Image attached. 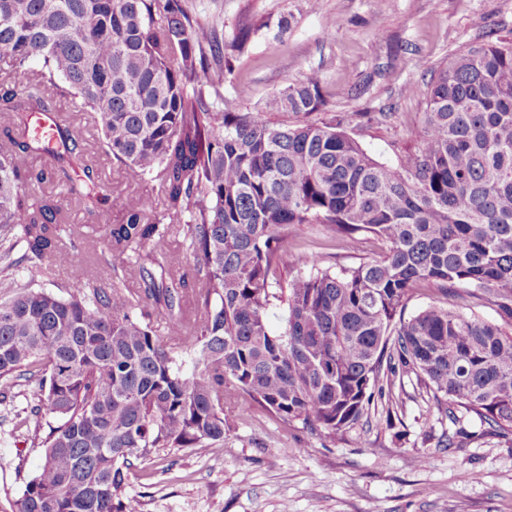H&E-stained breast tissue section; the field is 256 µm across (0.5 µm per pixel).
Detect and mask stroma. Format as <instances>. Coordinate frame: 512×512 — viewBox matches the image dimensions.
Returning <instances> with one entry per match:
<instances>
[{"instance_id": "obj_1", "label": "stroma", "mask_w": 512, "mask_h": 512, "mask_svg": "<svg viewBox=\"0 0 512 512\" xmlns=\"http://www.w3.org/2000/svg\"><path fill=\"white\" fill-rule=\"evenodd\" d=\"M199 20L216 26L227 46L222 93L239 111L262 109L273 91L308 77L320 81L326 109L349 115L346 129L379 162L397 164L413 144L425 108L404 87L426 85L434 71L482 34L512 35V0H187ZM483 27H475L476 17ZM334 31H326L327 20ZM247 34L241 48L234 40ZM240 40V39H239ZM52 111L70 120L88 145L86 159L112 189V204L89 219L67 194L58 200L67 231L83 243L78 270L99 287L134 288L136 265L108 279L104 226L128 196L151 191L147 179L108 159L88 115L55 96ZM290 247L341 268L382 255L384 244L361 238L346 246L326 226L289 233ZM75 270V271H78ZM75 271L50 268L38 278L56 290ZM432 303L464 307L499 321L495 306L416 285L404 310ZM36 386L20 383L0 398V512H13L42 461L25 421ZM233 425L223 443L163 451L128 474L126 491L143 512H512V434H490L473 416L449 420L415 374L398 372L384 397L354 428L313 435L283 424L258 404L226 411Z\"/></svg>"}]
</instances>
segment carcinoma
I'll list each match as a JSON object with an SVG mask.
<instances>
[{
    "label": "carcinoma",
    "instance_id": "obj_1",
    "mask_svg": "<svg viewBox=\"0 0 512 512\" xmlns=\"http://www.w3.org/2000/svg\"><path fill=\"white\" fill-rule=\"evenodd\" d=\"M224 53L185 0H0V57L39 63L21 89L0 78V239L19 236L32 269L76 268L66 216L37 188L55 183L89 216L112 196L70 121L52 143L34 134L49 90L78 100L104 151L154 182L164 207L160 219L136 194L106 227L109 271L133 261L143 274L135 293L59 295L15 280L11 249L0 254V386L37 381L28 424L44 448L14 512H142L125 471L166 448L224 443L226 397L334 434L384 396L398 365L450 420L460 408L512 434V37L469 44L426 87L405 86L425 110L395 165L324 111L315 78L237 111L220 91ZM38 152L56 165L28 166ZM306 224L385 251L336 272L284 244L283 230ZM174 232L198 285L192 316L183 263L163 250ZM418 282L470 288L503 323L439 304L406 319Z\"/></svg>",
    "mask_w": 512,
    "mask_h": 512
}]
</instances>
